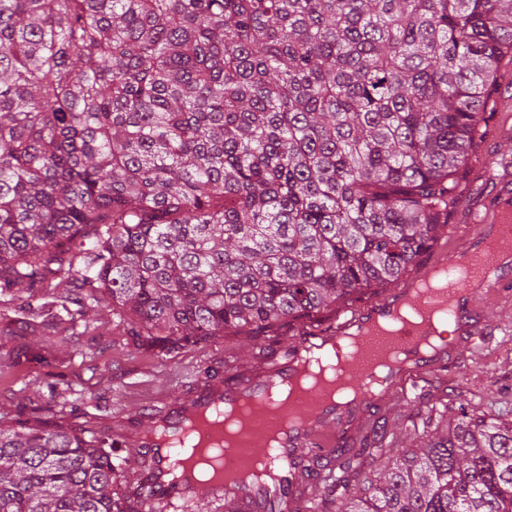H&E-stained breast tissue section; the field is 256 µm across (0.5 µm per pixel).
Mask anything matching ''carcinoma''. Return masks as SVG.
I'll use <instances>...</instances> for the list:
<instances>
[{"label": "carcinoma", "mask_w": 512, "mask_h": 512, "mask_svg": "<svg viewBox=\"0 0 512 512\" xmlns=\"http://www.w3.org/2000/svg\"><path fill=\"white\" fill-rule=\"evenodd\" d=\"M512 0H0V303L163 356L378 295L457 200ZM0 417V512H135L112 425ZM323 482L336 512H512V421Z\"/></svg>", "instance_id": "obj_1"}]
</instances>
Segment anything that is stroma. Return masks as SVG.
<instances>
[{
	"instance_id": "obj_1",
	"label": "stroma",
	"mask_w": 512,
	"mask_h": 512,
	"mask_svg": "<svg viewBox=\"0 0 512 512\" xmlns=\"http://www.w3.org/2000/svg\"><path fill=\"white\" fill-rule=\"evenodd\" d=\"M512 60L503 59L487 105L486 123L460 179L458 202L449 224L470 223L474 214L494 212L512 175ZM486 340L482 349L461 344L449 333L451 358L445 370L418 387L392 390L373 405L348 436L346 449H365L364 471L380 470L387 458L416 447L413 422L439 411L456 413L475 405L491 415L512 410V293L482 300ZM277 358L260 336L211 338L159 356L156 349L113 331L111 325L83 336H63L44 327L34 336H0V414L10 418L58 420L68 392L98 405L100 423L113 431L133 432L155 409L191 400L208 385L236 374L264 369Z\"/></svg>"
}]
</instances>
